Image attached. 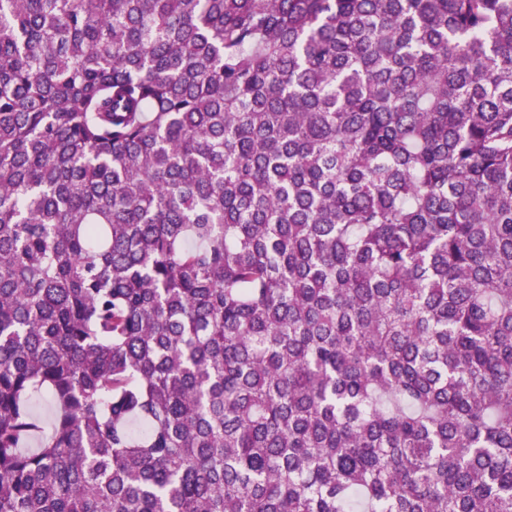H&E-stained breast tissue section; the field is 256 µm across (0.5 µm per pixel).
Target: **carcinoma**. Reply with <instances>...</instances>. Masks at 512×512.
<instances>
[{
	"label": "carcinoma",
	"mask_w": 512,
	"mask_h": 512,
	"mask_svg": "<svg viewBox=\"0 0 512 512\" xmlns=\"http://www.w3.org/2000/svg\"><path fill=\"white\" fill-rule=\"evenodd\" d=\"M0 512H512V0H0Z\"/></svg>",
	"instance_id": "obj_1"
}]
</instances>
